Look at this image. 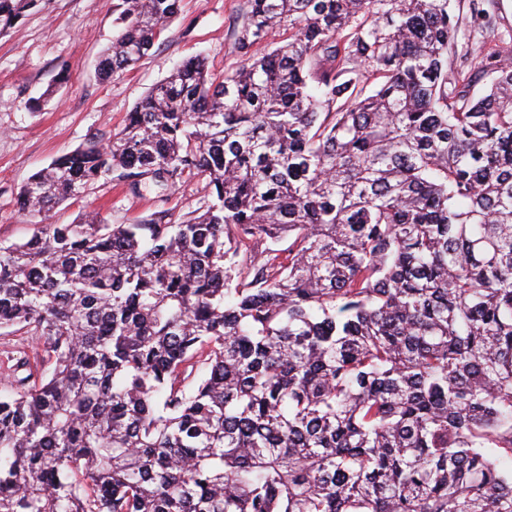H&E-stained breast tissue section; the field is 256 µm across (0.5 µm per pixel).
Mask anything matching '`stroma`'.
Returning a JSON list of instances; mask_svg holds the SVG:
<instances>
[{"mask_svg":"<svg viewBox=\"0 0 512 512\" xmlns=\"http://www.w3.org/2000/svg\"><path fill=\"white\" fill-rule=\"evenodd\" d=\"M245 0H182L178 15L134 67L100 79L98 63L112 43V0H40L5 36H0V243H21L33 226L18 205L22 186L57 156L90 140L106 142L127 112L185 59L201 54L212 73L237 68L234 32ZM492 37L512 52V0H490ZM464 19L458 44L469 65L483 63L487 37ZM209 199L205 182L179 184L169 195L132 192L103 178L82 198L59 206L54 220L69 224L95 216L111 224L167 212L181 215Z\"/></svg>","mask_w":512,"mask_h":512,"instance_id":"35a3bbf8","label":"stroma"}]
</instances>
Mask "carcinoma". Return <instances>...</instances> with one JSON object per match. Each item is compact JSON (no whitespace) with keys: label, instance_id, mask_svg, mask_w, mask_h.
Instances as JSON below:
<instances>
[{"label":"carcinoma","instance_id":"1","mask_svg":"<svg viewBox=\"0 0 512 512\" xmlns=\"http://www.w3.org/2000/svg\"><path fill=\"white\" fill-rule=\"evenodd\" d=\"M39 0H0V36ZM179 0H113L109 79ZM451 0H246L21 189L0 245V512H512V58ZM211 200L51 221L103 176ZM285 249L278 248L283 239ZM461 0V10L460 16L463 15L464 21L461 25L459 34H458V51L463 49L468 50V64L472 67H480L484 64L483 53L480 51L482 42L487 40L489 33L486 34L485 30L482 32L481 28H478L477 24H474L467 13L466 4L467 1L463 3Z\"/></svg>","mask_w":512,"mask_h":512}]
</instances>
